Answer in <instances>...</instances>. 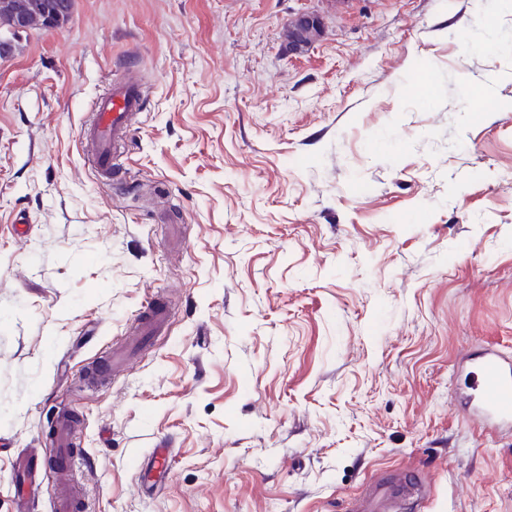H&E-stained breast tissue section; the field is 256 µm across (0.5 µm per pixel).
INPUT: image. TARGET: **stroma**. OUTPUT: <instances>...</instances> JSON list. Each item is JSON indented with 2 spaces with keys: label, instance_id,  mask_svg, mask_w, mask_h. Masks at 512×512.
<instances>
[{
  "label": "stroma",
  "instance_id": "35a3bbf8",
  "mask_svg": "<svg viewBox=\"0 0 512 512\" xmlns=\"http://www.w3.org/2000/svg\"><path fill=\"white\" fill-rule=\"evenodd\" d=\"M324 36L288 50V22ZM0 57V512L80 420L85 512H512L458 411L512 354V11L497 0H76ZM143 104L101 183L95 100ZM173 309L102 389L150 299ZM170 445V467L150 455ZM324 34L321 15L305 12L296 15L288 24V50L300 52L314 44ZM421 497L422 487L418 482L400 477L392 482L390 490H386L380 494L373 507L365 509L366 503L364 501L354 500L351 503L350 510L355 512H398L403 510H415Z\"/></svg>",
  "mask_w": 512,
  "mask_h": 512
}]
</instances>
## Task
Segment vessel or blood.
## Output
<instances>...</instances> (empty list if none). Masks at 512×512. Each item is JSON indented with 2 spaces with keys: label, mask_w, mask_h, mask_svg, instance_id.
<instances>
[{
  "label": "vessel or blood",
  "mask_w": 512,
  "mask_h": 512,
  "mask_svg": "<svg viewBox=\"0 0 512 512\" xmlns=\"http://www.w3.org/2000/svg\"><path fill=\"white\" fill-rule=\"evenodd\" d=\"M143 92L136 79H128L100 97L96 112L89 127L81 132L84 147L92 155L101 179L112 175V145L128 132V121L139 111ZM171 316L168 305L148 307L145 314L135 319V330L142 338L160 335ZM472 373L478 377L476 387L468 391V400L463 406L467 421L476 423L489 435L512 432V356L498 351H489L473 366ZM59 501L56 512H80L83 493L76 488L69 470H62L58 477ZM422 497L418 482L397 478L390 490L384 491L374 506L364 501L351 504L353 512H414Z\"/></svg>",
  "instance_id": "b4317fda"
}]
</instances>
